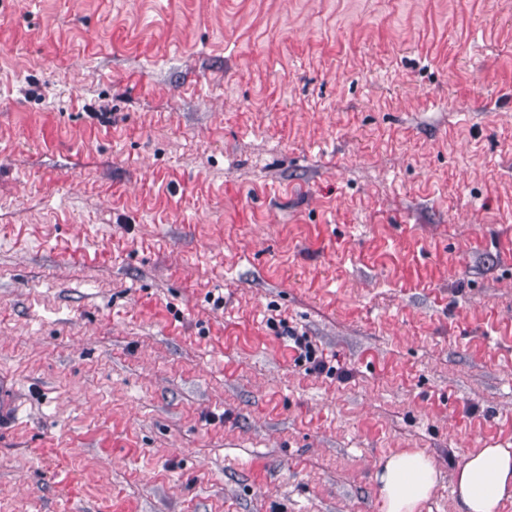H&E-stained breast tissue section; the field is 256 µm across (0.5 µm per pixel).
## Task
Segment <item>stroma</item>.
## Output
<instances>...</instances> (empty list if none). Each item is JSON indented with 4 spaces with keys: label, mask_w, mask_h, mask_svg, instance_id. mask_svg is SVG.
Segmentation results:
<instances>
[{
    "label": "stroma",
    "mask_w": 512,
    "mask_h": 512,
    "mask_svg": "<svg viewBox=\"0 0 512 512\" xmlns=\"http://www.w3.org/2000/svg\"><path fill=\"white\" fill-rule=\"evenodd\" d=\"M0 373V512H381L403 450L456 512L512 448V0H0ZM18 413V401L12 379L0 375V427L13 421ZM456 512H502L512 500V448H476L457 469Z\"/></svg>",
    "instance_id": "obj_1"
}]
</instances>
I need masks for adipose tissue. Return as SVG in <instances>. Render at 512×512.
<instances>
[{
	"mask_svg": "<svg viewBox=\"0 0 512 512\" xmlns=\"http://www.w3.org/2000/svg\"><path fill=\"white\" fill-rule=\"evenodd\" d=\"M438 482L433 460L417 451L387 456L375 471L382 512H420ZM456 512H502L512 500V448H477L457 469Z\"/></svg>",
	"mask_w": 512,
	"mask_h": 512,
	"instance_id": "ef3b65f1",
	"label": "adipose tissue"
}]
</instances>
